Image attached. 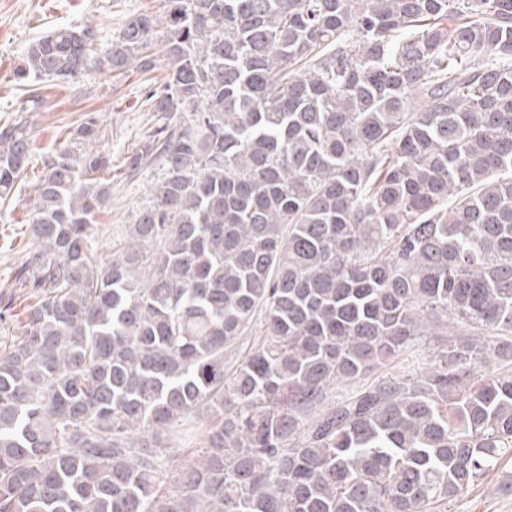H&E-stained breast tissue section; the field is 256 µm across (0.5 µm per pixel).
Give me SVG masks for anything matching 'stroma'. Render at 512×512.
Wrapping results in <instances>:
<instances>
[{"instance_id":"1","label":"stroma","mask_w":512,"mask_h":512,"mask_svg":"<svg viewBox=\"0 0 512 512\" xmlns=\"http://www.w3.org/2000/svg\"><path fill=\"white\" fill-rule=\"evenodd\" d=\"M163 0H0V118L13 120L23 93L11 80V69L24 49L57 26L97 27L98 47H105L131 14L149 11L160 14ZM162 69L147 74L133 73L116 78L94 74L67 90L49 85L42 94L50 107L28 113L33 153L21 192L8 206H0V233H8L11 248L0 247V292L8 288L11 266L18 263L29 246V211L26 199L42 170V157L64 144V130L75 127L83 113H97L103 130L95 149L112 156V201L97 217L105 230L94 250L97 260L111 253L112 242L124 234L132 214L147 201V188L163 175L161 164H153L137 175H129L124 159L143 135L148 114L142 109L144 89L162 76ZM512 459L492 472L483 482L450 504L448 512H512Z\"/></svg>"}]
</instances>
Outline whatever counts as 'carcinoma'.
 <instances>
[{
  "label": "carcinoma",
  "instance_id": "obj_1",
  "mask_svg": "<svg viewBox=\"0 0 512 512\" xmlns=\"http://www.w3.org/2000/svg\"><path fill=\"white\" fill-rule=\"evenodd\" d=\"M165 2L162 31L57 27L12 69L43 112V82L163 55L127 166L165 173L99 263L98 117L42 159L23 325L0 299V512H442L512 459V372L477 371L512 358V0ZM31 152L0 123V201Z\"/></svg>",
  "mask_w": 512,
  "mask_h": 512
}]
</instances>
